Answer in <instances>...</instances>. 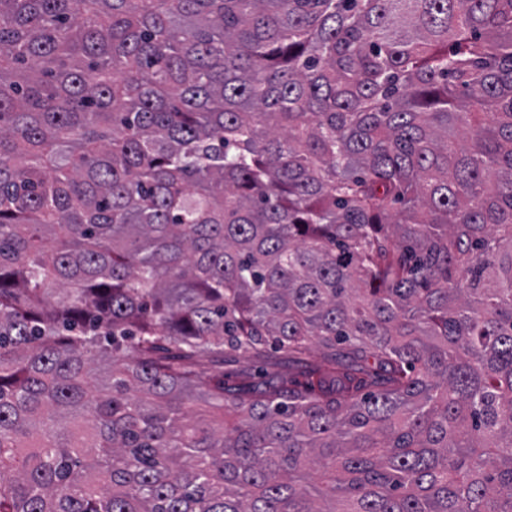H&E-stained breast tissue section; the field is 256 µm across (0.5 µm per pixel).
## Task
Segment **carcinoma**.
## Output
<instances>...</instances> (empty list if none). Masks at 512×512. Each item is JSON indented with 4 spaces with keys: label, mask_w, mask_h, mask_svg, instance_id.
Returning a JSON list of instances; mask_svg holds the SVG:
<instances>
[{
    "label": "carcinoma",
    "mask_w": 512,
    "mask_h": 512,
    "mask_svg": "<svg viewBox=\"0 0 512 512\" xmlns=\"http://www.w3.org/2000/svg\"><path fill=\"white\" fill-rule=\"evenodd\" d=\"M0 512H512V0H0ZM277 372L288 373V355L267 350L261 359L236 354L224 357V374L232 382L260 383Z\"/></svg>",
    "instance_id": "obj_1"
}]
</instances>
